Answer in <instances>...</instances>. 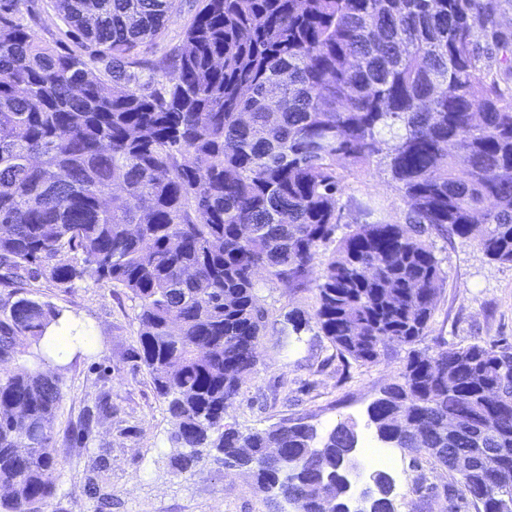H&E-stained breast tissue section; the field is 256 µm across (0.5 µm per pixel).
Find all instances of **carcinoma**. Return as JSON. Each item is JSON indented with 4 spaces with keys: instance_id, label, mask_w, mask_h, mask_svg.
Segmentation results:
<instances>
[{
    "instance_id": "cac0c4a2",
    "label": "carcinoma",
    "mask_w": 512,
    "mask_h": 512,
    "mask_svg": "<svg viewBox=\"0 0 512 512\" xmlns=\"http://www.w3.org/2000/svg\"><path fill=\"white\" fill-rule=\"evenodd\" d=\"M51 3L77 49L23 24L26 0H0V280L125 289L175 425L172 468L193 475L213 448L296 512L325 495L344 512L355 423L319 444L302 423L224 427L257 361L254 271L307 285L340 224V159L384 164L407 206L403 224L349 226L324 263L315 317L341 354L374 363L426 335L444 274L428 231L481 224L486 255L512 263V31L493 0H201L183 46L147 60L177 0ZM479 34L502 56H482ZM61 316L19 290L0 302L3 512H46L54 493L63 378L41 342ZM368 418L463 487L482 449H504L480 504L512 512V346L414 351ZM374 486L355 512H395L384 473Z\"/></svg>"
}]
</instances>
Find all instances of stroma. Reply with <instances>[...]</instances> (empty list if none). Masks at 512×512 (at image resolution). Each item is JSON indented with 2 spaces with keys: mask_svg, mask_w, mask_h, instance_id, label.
<instances>
[{
  "mask_svg": "<svg viewBox=\"0 0 512 512\" xmlns=\"http://www.w3.org/2000/svg\"><path fill=\"white\" fill-rule=\"evenodd\" d=\"M198 0H179L162 37L143 49L154 59L180 46ZM343 175L339 233L365 223L354 204L372 202L376 218L405 221L407 206L397 184L382 167L359 170L337 161ZM445 279L427 334L417 350L436 354L477 341L512 345V264L491 260L478 234L459 237L431 233ZM322 264H314L305 288L293 290L258 271V294L265 309L257 363L240 382L228 406L226 423L248 433L281 423H303L325 433L337 423L357 425L360 445H377L367 428V408L404 367L407 347L390 343L378 362L358 363L341 355L313 317ZM30 296L86 328L94 343L62 364V401L54 424V495L47 512H276L268 493L248 472L229 469L204 454L200 473L174 472L173 422L157 397L152 378L137 356V301L124 289L85 281L64 290L40 278L28 285ZM308 319L293 333L291 315ZM110 402L85 438L76 433L88 410ZM398 512H448L445 487H459L457 475L429 458L400 448L390 451L386 467Z\"/></svg>",
  "mask_w": 512,
  "mask_h": 512,
  "instance_id": "obj_1",
  "label": "stroma"
}]
</instances>
